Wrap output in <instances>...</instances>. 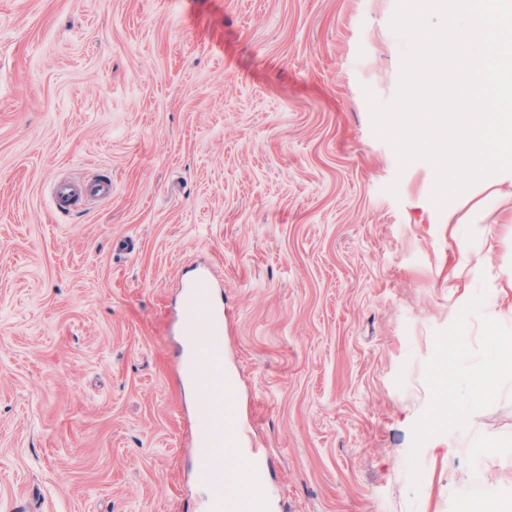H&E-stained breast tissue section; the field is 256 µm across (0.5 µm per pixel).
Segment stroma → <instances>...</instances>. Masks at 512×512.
<instances>
[{
	"mask_svg": "<svg viewBox=\"0 0 512 512\" xmlns=\"http://www.w3.org/2000/svg\"><path fill=\"white\" fill-rule=\"evenodd\" d=\"M396 0H0V512H182L201 483L183 282L224 307L225 448L265 512H474L512 448V201L438 224L367 99ZM112 194L70 213L63 180ZM397 183V194L387 185ZM467 239L466 301L448 272ZM454 349L453 369L442 356ZM457 418L428 431L438 381ZM111 191V179L90 185H78L68 182L59 183L53 194L55 207L60 212L68 211L70 208L77 205L85 196H104L109 194ZM500 361H493L486 365L477 375H475V385L486 378L496 377L503 373L505 369L504 362H512V336H499L497 339Z\"/></svg>",
	"mask_w": 512,
	"mask_h": 512,
	"instance_id": "35a3bbf8",
	"label": "stroma"
}]
</instances>
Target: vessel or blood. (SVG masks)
<instances>
[{"instance_id": "1", "label": "vessel or blood", "mask_w": 512, "mask_h": 512, "mask_svg": "<svg viewBox=\"0 0 512 512\" xmlns=\"http://www.w3.org/2000/svg\"><path fill=\"white\" fill-rule=\"evenodd\" d=\"M111 181L78 185L63 182L54 190V202L58 211L64 212L77 205L89 195L104 196L111 192ZM214 283L209 271L202 270L185 284V301L181 326L193 348L188 358L185 375L190 382H197L206 370L204 361L198 356L199 348L222 350L224 334V309L213 299ZM196 421L193 429V451L200 464V480H208L223 469V458L216 454L219 441L218 429L211 421L216 410L213 397L197 396L194 402Z\"/></svg>"}]
</instances>
